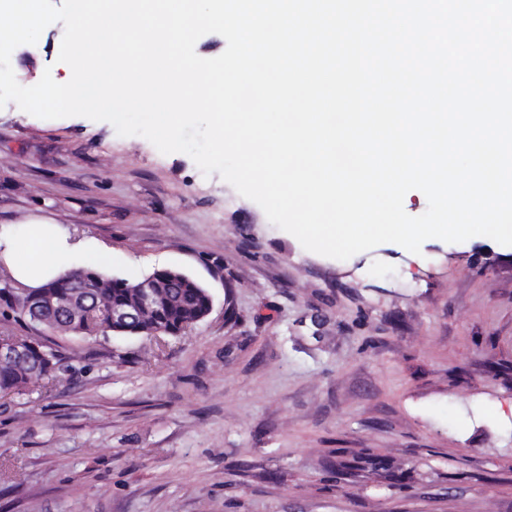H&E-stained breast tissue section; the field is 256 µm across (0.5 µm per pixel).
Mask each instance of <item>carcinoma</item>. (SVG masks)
Masks as SVG:
<instances>
[{"label": "carcinoma", "mask_w": 512, "mask_h": 512, "mask_svg": "<svg viewBox=\"0 0 512 512\" xmlns=\"http://www.w3.org/2000/svg\"><path fill=\"white\" fill-rule=\"evenodd\" d=\"M159 288L155 303L144 312L129 336L177 337L202 321L210 311L212 298L198 281L177 269L155 274ZM61 294L71 299L72 312L58 317L56 305L44 296ZM137 297V283L116 279L91 268L77 267L37 289L22 293L9 278L0 281V301L16 320L34 324L43 332L63 333L86 338L112 332V307ZM34 346L28 357L0 363V398L20 395L34 388L45 389L57 375L67 371L65 357L45 345L39 337H30Z\"/></svg>", "instance_id": "carcinoma-1"}]
</instances>
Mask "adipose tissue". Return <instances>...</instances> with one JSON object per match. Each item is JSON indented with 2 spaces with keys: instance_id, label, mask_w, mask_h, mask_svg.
I'll return each mask as SVG.
<instances>
[{
  "instance_id": "1",
  "label": "adipose tissue",
  "mask_w": 512,
  "mask_h": 512,
  "mask_svg": "<svg viewBox=\"0 0 512 512\" xmlns=\"http://www.w3.org/2000/svg\"><path fill=\"white\" fill-rule=\"evenodd\" d=\"M0 265L18 285L35 289L78 266L108 272L112 251L88 240L70 242L55 224L28 223L0 236Z\"/></svg>"
}]
</instances>
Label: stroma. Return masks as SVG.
Listing matches in <instances>:
<instances>
[{"label": "stroma", "instance_id": "35a3bbf8", "mask_svg": "<svg viewBox=\"0 0 512 512\" xmlns=\"http://www.w3.org/2000/svg\"><path fill=\"white\" fill-rule=\"evenodd\" d=\"M63 33L13 51L21 85ZM34 219L213 307L161 341L45 336L74 372L0 401V512H512V247L328 258L186 154L11 102L0 232Z\"/></svg>", "mask_w": 512, "mask_h": 512}]
</instances>
